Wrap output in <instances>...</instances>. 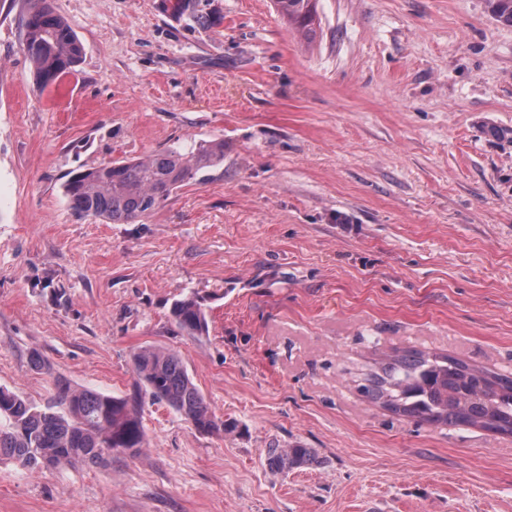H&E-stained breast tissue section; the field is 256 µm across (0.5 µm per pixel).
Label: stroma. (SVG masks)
<instances>
[{
  "label": "stroma",
  "instance_id": "1",
  "mask_svg": "<svg viewBox=\"0 0 512 512\" xmlns=\"http://www.w3.org/2000/svg\"><path fill=\"white\" fill-rule=\"evenodd\" d=\"M82 44L38 91L23 0H0V387L133 395L177 352L228 429L144 403L105 467L0 458V512H512V436L397 419L362 396L393 349L512 375V26L486 0H51ZM224 161L141 224L74 215L65 176L214 137ZM208 332L187 336L174 299ZM39 353L47 369L34 367ZM319 462L271 473L270 448ZM211 0H174L171 6L172 15L183 20L186 26L201 29H212L217 26L220 18L209 9ZM278 13L305 39H312L320 27L316 0H274ZM172 323L189 336H203L208 330V321L201 304L194 296L175 299L170 307Z\"/></svg>",
  "mask_w": 512,
  "mask_h": 512
}]
</instances>
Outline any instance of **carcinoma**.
<instances>
[{"label": "carcinoma", "mask_w": 512, "mask_h": 512, "mask_svg": "<svg viewBox=\"0 0 512 512\" xmlns=\"http://www.w3.org/2000/svg\"><path fill=\"white\" fill-rule=\"evenodd\" d=\"M495 19L512 25V0H487ZM278 13L306 39L320 27L316 0H274ZM172 15L193 28L212 29L219 17L209 0H173ZM20 49L43 92L75 71L82 46L48 0H28ZM224 162V139L171 147L146 158L104 161L73 173L63 184L70 208L82 218L136 224L150 217L174 191L203 181ZM172 323L189 336L207 333L199 301L172 302ZM137 391L115 397L56 381L53 404L41 406L0 387V457L29 469L78 462L97 465L114 455H135L144 444L141 407L148 398L180 414L198 432L224 430L173 351L149 346L132 356ZM359 391L391 413L436 425H479L512 435V377L470 367L444 354L405 351L368 374ZM318 463L315 449L296 442L268 450L272 473L286 476Z\"/></svg>", "instance_id": "carcinoma-1"}]
</instances>
